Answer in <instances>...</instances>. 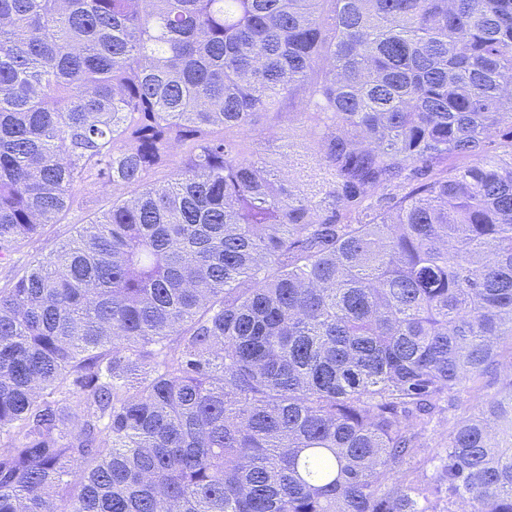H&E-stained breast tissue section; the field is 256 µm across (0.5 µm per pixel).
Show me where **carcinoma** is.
Wrapping results in <instances>:
<instances>
[{
    "instance_id": "cac0c4a2",
    "label": "carcinoma",
    "mask_w": 512,
    "mask_h": 512,
    "mask_svg": "<svg viewBox=\"0 0 512 512\" xmlns=\"http://www.w3.org/2000/svg\"><path fill=\"white\" fill-rule=\"evenodd\" d=\"M297 104L306 191L231 136ZM504 123L512 0H0V261L112 197L0 288V512H512V372L425 440L512 337ZM474 392L470 389V385L462 389L456 395L455 407L445 414L437 421H435L427 432V442L431 448H440L448 440V431L452 424L460 419H464L471 410L474 403ZM449 419V422H448Z\"/></svg>"
}]
</instances>
